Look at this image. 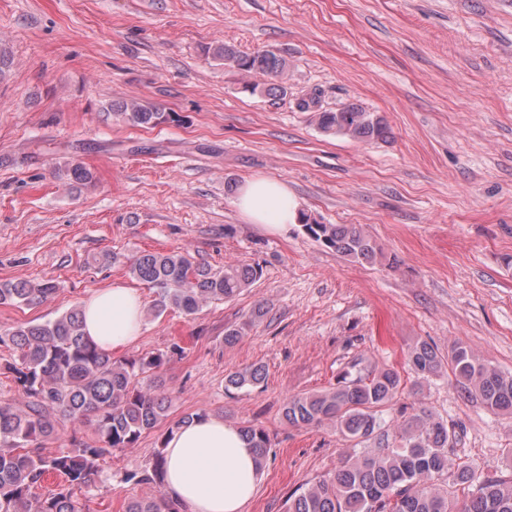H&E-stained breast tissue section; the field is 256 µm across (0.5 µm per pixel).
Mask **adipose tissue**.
<instances>
[{
	"label": "adipose tissue",
	"mask_w": 512,
	"mask_h": 512,
	"mask_svg": "<svg viewBox=\"0 0 512 512\" xmlns=\"http://www.w3.org/2000/svg\"><path fill=\"white\" fill-rule=\"evenodd\" d=\"M234 205L250 223L282 230L296 223L299 205L284 181L244 179ZM84 332L102 349L134 344L143 331V304L136 289L116 284L83 304ZM165 484L188 512H244L260 473L238 426L210 414L176 428L166 438Z\"/></svg>",
	"instance_id": "ef3b65f1"
}]
</instances>
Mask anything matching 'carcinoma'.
I'll return each instance as SVG.
<instances>
[{"label":"carcinoma","instance_id":"obj_1","mask_svg":"<svg viewBox=\"0 0 512 512\" xmlns=\"http://www.w3.org/2000/svg\"><path fill=\"white\" fill-rule=\"evenodd\" d=\"M247 77L255 94L287 93L288 61L272 50L241 53L230 46L204 49ZM319 93L298 102L302 112L314 113L317 127L329 135L360 142L385 141L391 129L386 119L356 105L318 112ZM110 115L140 128L178 121L172 112L136 96L112 102ZM59 179L87 184L94 175L76 161L58 170ZM303 231L349 260L373 263L379 255L375 241L354 224H321L300 212ZM129 274L153 290L151 307L158 317L169 309L193 315L207 304L231 299L257 282L262 270L231 264L221 269L197 263L189 251H144L128 262ZM57 283H0V305L32 306L57 293ZM14 352L5 368L14 375L23 401H0V512H81L79 496L91 494L99 474L98 459L108 450L134 447L142 435L166 416L171 396L162 376L170 356L145 353L115 358L83 332V310L74 307L46 321L23 322L0 329V347ZM406 364L414 385L450 369L461 396L480 402L493 414L512 415V374L480 358L471 347L454 345L443 356L426 341L408 348ZM265 379L264 369L252 366L231 371L225 389L254 387ZM406 386L392 366L365 375L345 373L336 387L289 398L282 417L293 427L315 428L331 423L356 449L332 476L307 485L288 499V512H512V478L484 473L474 461L457 463L448 456L455 433L431 408L422 405L394 426L398 445L365 448L383 434L382 415L398 402ZM68 423L90 426L97 440L75 452L44 454L43 439L60 436ZM258 468L265 467L270 438L253 425L241 427ZM61 482L37 492L45 477ZM137 483L164 482V457L157 453L152 472L128 476ZM125 512H180L167 495L129 502Z\"/></svg>","mask_w":512,"mask_h":512}]
</instances>
